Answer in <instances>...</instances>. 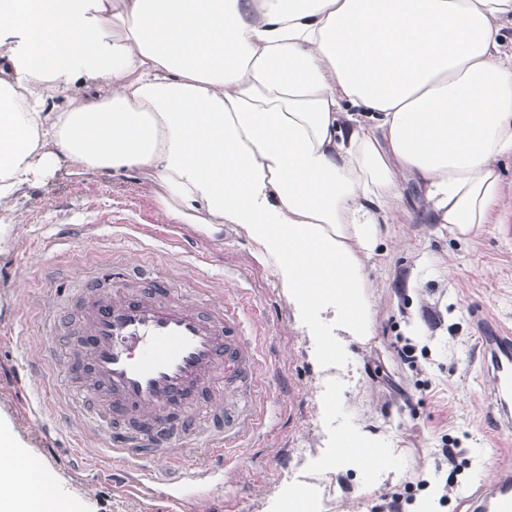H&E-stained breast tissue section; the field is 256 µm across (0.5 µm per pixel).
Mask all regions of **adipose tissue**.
I'll use <instances>...</instances> for the list:
<instances>
[{"label": "adipose tissue", "mask_w": 512, "mask_h": 512, "mask_svg": "<svg viewBox=\"0 0 512 512\" xmlns=\"http://www.w3.org/2000/svg\"><path fill=\"white\" fill-rule=\"evenodd\" d=\"M512 0H0V206L71 174L156 178L158 212L242 227L296 321L375 332L367 261L401 211L469 238L512 157ZM0 461V512H72Z\"/></svg>", "instance_id": "obj_1"}]
</instances>
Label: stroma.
<instances>
[{
	"label": "stroma",
	"mask_w": 512,
	"mask_h": 512,
	"mask_svg": "<svg viewBox=\"0 0 512 512\" xmlns=\"http://www.w3.org/2000/svg\"><path fill=\"white\" fill-rule=\"evenodd\" d=\"M504 206L493 224L468 240L420 221L415 185L405 181V209L387 225L367 263L377 334L367 341L333 328L336 354L315 358L316 340L294 320L270 266L258 260L245 231L224 227L210 238L194 224L160 216V187L137 171L79 179L59 166L26 187L11 221L0 226V430L73 512H146L138 496L118 491L112 472L131 467L105 456V439L89 429L59 386L66 371L50 355L41 324L53 303L73 301V279L110 292L118 257L146 265L153 276L213 299L243 295L260 324L267 365L263 433L244 440L236 467L212 484L198 512H274L287 492L317 512H378L382 494L413 477L446 479L435 468L442 436L456 440L468 465L447 503L417 492L402 512H460L478 480L489 478L494 427L488 424L490 381L477 348L482 337L512 332V239L498 226L512 219V159L502 165ZM172 231L181 241L160 240ZM428 349L419 371L397 358L396 337ZM427 380V391L415 387ZM364 434L400 449L395 470L369 481L351 464L335 465L340 437Z\"/></svg>",
	"instance_id": "1"
}]
</instances>
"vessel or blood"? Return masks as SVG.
I'll return each mask as SVG.
<instances>
[{
	"label": "vessel or blood",
	"instance_id": "1",
	"mask_svg": "<svg viewBox=\"0 0 512 512\" xmlns=\"http://www.w3.org/2000/svg\"><path fill=\"white\" fill-rule=\"evenodd\" d=\"M246 310L243 299L217 304L205 292L188 296L157 279L138 291L89 294L64 386L73 409L105 435L110 452L133 459L180 454L197 430L184 408L209 405L212 443L203 461L170 475L133 469L119 479L121 489L160 494L173 512H193L194 487L223 476L236 443L262 429L261 354ZM480 358L498 418L511 421L512 336L485 339ZM226 399L235 400L234 409L223 407ZM464 503L467 512H512V475L495 469Z\"/></svg>",
	"mask_w": 512,
	"mask_h": 512
}]
</instances>
